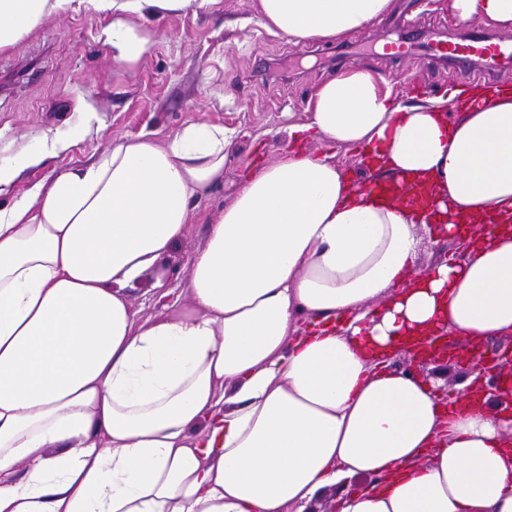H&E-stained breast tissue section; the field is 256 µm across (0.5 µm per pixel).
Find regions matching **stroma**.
Here are the masks:
<instances>
[{
	"instance_id": "1",
	"label": "stroma",
	"mask_w": 512,
	"mask_h": 512,
	"mask_svg": "<svg viewBox=\"0 0 512 512\" xmlns=\"http://www.w3.org/2000/svg\"><path fill=\"white\" fill-rule=\"evenodd\" d=\"M406 9L428 28L447 21L456 32L482 26L478 20L452 22L435 0H394L391 13ZM110 23L83 4L45 17L17 47L0 53V158L80 121L90 124L85 140L27 169L0 191V207L51 171L86 164L118 139L144 134L163 140L190 122L233 128L234 158L223 185L197 203L185 238L157 271L169 291L166 300H159L148 280L129 291L134 310L144 318L158 314L166 302L189 304L184 284L209 218L232 200L244 176L287 145L289 122H303L315 92L335 74L336 56H343L345 68L366 67L383 76L403 101L470 79L425 49L408 60L395 58L403 32L385 19L336 42L296 45L262 27L253 0H219L209 10L190 8L138 21L154 45L134 61L116 58L105 36ZM269 128L278 129V136L267 137Z\"/></svg>"
}]
</instances>
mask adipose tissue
Segmentation results:
<instances>
[{"label":"adipose tissue","instance_id":"ef3b65f1","mask_svg":"<svg viewBox=\"0 0 512 512\" xmlns=\"http://www.w3.org/2000/svg\"><path fill=\"white\" fill-rule=\"evenodd\" d=\"M74 0H0V51ZM218 0H89L119 58L138 19ZM393 0H256L289 41H336ZM512 31V0H448ZM79 123L0 159V189L79 142ZM320 149H280L238 186L193 257L190 303L146 318L128 290L224 182L233 129L139 135L0 208V512H512V394L434 381L391 355L450 334L512 338V87L397 101L369 69L315 92ZM385 176L350 182L336 149ZM429 189L405 205L402 182ZM461 255L421 268L423 241Z\"/></svg>","mask_w":512,"mask_h":512}]
</instances>
